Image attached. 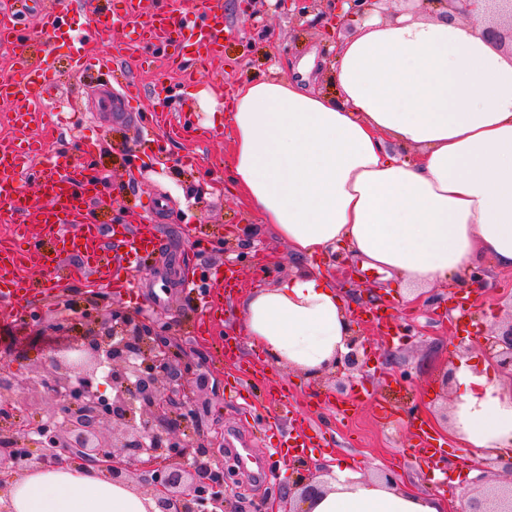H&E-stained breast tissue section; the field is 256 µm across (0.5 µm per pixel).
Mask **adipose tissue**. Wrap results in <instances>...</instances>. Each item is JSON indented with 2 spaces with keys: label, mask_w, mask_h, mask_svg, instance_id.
Segmentation results:
<instances>
[{
  "label": "adipose tissue",
  "mask_w": 512,
  "mask_h": 512,
  "mask_svg": "<svg viewBox=\"0 0 512 512\" xmlns=\"http://www.w3.org/2000/svg\"><path fill=\"white\" fill-rule=\"evenodd\" d=\"M463 21L368 19L338 51L337 93L294 81L228 100L231 189L307 260L344 245L395 272L405 297L467 278L477 256L512 269V55ZM242 329L280 364L317 372L346 353V302L302 269L243 295ZM452 432L475 458L512 450V391L490 365L455 373ZM304 512H448L446 502L334 469ZM11 512H151L152 498L72 465L14 478Z\"/></svg>",
  "instance_id": "ef3b65f1"
}]
</instances>
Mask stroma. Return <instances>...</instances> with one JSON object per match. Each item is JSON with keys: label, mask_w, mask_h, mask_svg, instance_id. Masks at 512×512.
Instances as JSON below:
<instances>
[{"label": "stroma", "mask_w": 512, "mask_h": 512, "mask_svg": "<svg viewBox=\"0 0 512 512\" xmlns=\"http://www.w3.org/2000/svg\"><path fill=\"white\" fill-rule=\"evenodd\" d=\"M49 2L22 0V34L27 52L51 47L60 91L48 99L46 125L39 129L17 126L11 106L0 102V133L15 142H38L46 154L65 155L80 163L87 177L98 178L103 203L87 211L88 223L108 228L153 224L168 246L164 256L138 265V286L129 293L86 284L79 277L84 260L77 254L54 269L28 266L23 272L30 286L27 301L0 305V362L8 363L21 381L48 371L53 348L79 340L96 305L116 301L170 322L183 351L202 364L208 385L185 437H206L214 455L238 457L239 473L227 486V512H274L278 495L294 478V464L282 463L277 453L286 438L311 442L308 464L350 462L364 476L396 473L414 489L447 497L443 481L431 475L418 452L410 423L418 418L431 426L444 459L469 456L468 448L438 426L447 407L444 379L454 373L466 344L464 322L491 332L512 318L511 269L478 258L475 269L482 288L463 321L455 313L450 286L409 301L398 294L394 277L363 267L360 258L346 251L321 258V271L349 304H356L363 288L393 303L392 334L362 325L366 367L341 394L334 381L312 386L305 375L251 348L233 297H226L204 333L196 334V296L164 262L165 257H179L188 274L214 291L223 290L224 269L232 267L242 294L292 272L295 261L287 243L228 190L231 142L222 108L207 92L217 84L227 93L250 80H295L303 62L310 66L309 87L333 94L327 65L335 59L337 40L356 32V21L332 36L310 7L293 16L267 10L249 18L237 0H221L224 44L208 61H198L188 47L166 61L145 49L137 30L125 27L94 48L98 54L123 57V70L80 71L73 66V45L90 12L71 8L68 27L51 38L41 20ZM128 80L140 89L132 123L98 108L102 98L118 94ZM156 110L192 113L194 137L170 138L154 130L150 120ZM51 280L56 283L52 289L47 286ZM63 318L68 328L60 335L51 325ZM10 331L19 334L20 344L8 345Z\"/></svg>", "instance_id": "stroma-1"}]
</instances>
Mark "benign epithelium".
I'll return each mask as SVG.
<instances>
[{
	"label": "benign epithelium",
	"mask_w": 512,
	"mask_h": 512,
	"mask_svg": "<svg viewBox=\"0 0 512 512\" xmlns=\"http://www.w3.org/2000/svg\"><path fill=\"white\" fill-rule=\"evenodd\" d=\"M359 18L387 13L391 0H336V11L325 27L340 31L344 11ZM453 21L469 15L474 0H419ZM489 40L512 50V24L488 27ZM361 337L349 336L348 352L331 364L334 377L349 379L362 369ZM479 350L497 370L512 380V320L479 337ZM51 370L28 381L26 390L48 402L33 430H0V498L10 479L66 465L73 460L92 465L114 483L139 484L154 495L158 512H225L228 466L210 454L204 440L183 438L185 424L197 412L199 393L207 377L190 360L168 322L133 313L115 304L100 306L88 319L87 333L75 343L55 350ZM110 393H105V388ZM27 399L0 369V414L23 412ZM317 475L300 474L289 484L288 501L311 500L322 493ZM465 512H512V482L483 498L471 495Z\"/></svg>",
	"instance_id": "7a95c632"
}]
</instances>
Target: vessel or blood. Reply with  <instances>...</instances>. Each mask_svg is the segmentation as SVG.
<instances>
[{
  "label": "vessel or blood",
  "instance_id": "1",
  "mask_svg": "<svg viewBox=\"0 0 512 512\" xmlns=\"http://www.w3.org/2000/svg\"><path fill=\"white\" fill-rule=\"evenodd\" d=\"M174 4L175 0H155L153 12L146 15L136 0H123L119 9L113 8L110 0H101L91 12L83 40L89 43L110 34L116 26L135 24L144 43L152 49L165 51L173 43L189 38L207 54H214L223 36L222 28L214 24L220 16L217 0H211L207 10L199 14L179 11ZM19 62L20 78L0 81V98L18 102V122L36 125L44 117V101L51 91L52 52L47 48L36 55L23 51ZM33 177L40 182L39 191L30 194L25 187ZM92 189L80 164L60 159L35 163L24 149L0 144V223L18 224L26 214L40 212L43 224L59 244L72 246L83 254L87 277L106 281L119 291L130 290L133 283L129 276L112 264L113 247L124 248L126 254L138 257L158 253L164 244L154 227L147 224L110 230L81 223L83 213L96 202ZM20 264L8 249L0 250L1 302L25 300L27 290L16 276Z\"/></svg>",
  "mask_w": 512,
  "mask_h": 512
}]
</instances>
